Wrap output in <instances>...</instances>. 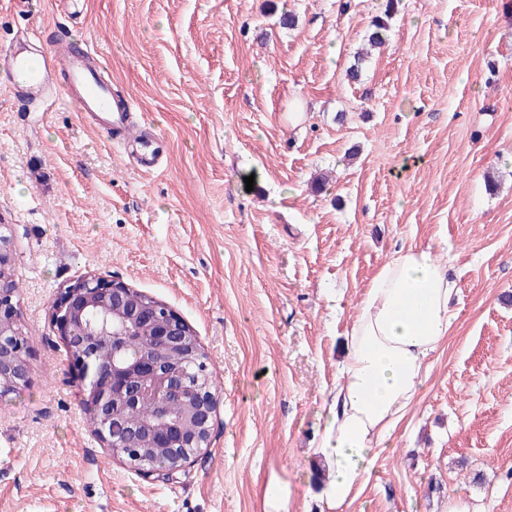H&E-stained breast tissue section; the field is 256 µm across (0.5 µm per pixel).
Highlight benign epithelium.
Instances as JSON below:
<instances>
[{"mask_svg": "<svg viewBox=\"0 0 512 512\" xmlns=\"http://www.w3.org/2000/svg\"><path fill=\"white\" fill-rule=\"evenodd\" d=\"M136 289L116 280L87 276L65 287L53 301L50 310L52 324L63 339L70 343L81 337L80 350L73 359L80 369L84 402L91 414L94 433L107 445L115 457H123L142 475L156 470L144 464L145 458L132 449L120 450L112 441V424L121 410L132 411L146 401L164 407L169 401L182 402L183 411L174 423L145 439L144 447L181 450L176 460L180 468L210 445L216 414V398L210 387L189 385L188 371L167 370L156 355L102 363L98 357L101 346H113L120 352L132 328L141 324L155 325V350L169 354L180 352L185 361L200 357L201 349L180 332L175 320L158 322V307L139 301L127 307L113 306L119 293L131 295ZM94 309L103 314L111 325L92 330L84 323L85 313ZM21 311L14 301V291L0 281V394L17 389L29 379V346L22 345L18 325Z\"/></svg>", "mask_w": 512, "mask_h": 512, "instance_id": "obj_1", "label": "benign epithelium"}]
</instances>
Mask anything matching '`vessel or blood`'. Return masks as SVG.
I'll return each mask as SVG.
<instances>
[{
	"instance_id": "b4317fda",
	"label": "vessel or blood",
	"mask_w": 512,
	"mask_h": 512,
	"mask_svg": "<svg viewBox=\"0 0 512 512\" xmlns=\"http://www.w3.org/2000/svg\"><path fill=\"white\" fill-rule=\"evenodd\" d=\"M6 55L18 98L40 99L44 87L62 76L76 89L75 94L68 97L76 112L96 114L110 127L127 125L131 106L127 103L113 105L112 89L97 73L91 46L76 50L62 42L53 45L49 53L38 55L14 44L7 48Z\"/></svg>"
}]
</instances>
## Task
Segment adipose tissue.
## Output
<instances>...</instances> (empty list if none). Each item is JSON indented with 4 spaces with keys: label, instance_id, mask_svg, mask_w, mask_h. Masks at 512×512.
<instances>
[{
    "label": "adipose tissue",
    "instance_id": "obj_1",
    "mask_svg": "<svg viewBox=\"0 0 512 512\" xmlns=\"http://www.w3.org/2000/svg\"><path fill=\"white\" fill-rule=\"evenodd\" d=\"M456 291L448 263L428 246L396 250L363 289L314 450L327 471L318 497L329 512H342L366 485L376 443L412 404L448 335Z\"/></svg>",
    "mask_w": 512,
    "mask_h": 512
}]
</instances>
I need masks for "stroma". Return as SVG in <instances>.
<instances>
[{
  "label": "stroma",
  "mask_w": 512,
  "mask_h": 512,
  "mask_svg": "<svg viewBox=\"0 0 512 512\" xmlns=\"http://www.w3.org/2000/svg\"><path fill=\"white\" fill-rule=\"evenodd\" d=\"M382 3L0 0V50L88 37L159 148L142 171L62 91L25 102L0 72L31 345L0 397V512H322L313 450L361 292L416 245L450 263L456 318L344 512H512V0H400L347 80ZM89 275L164 302L207 357L210 445L169 476L91 431L50 319Z\"/></svg>",
  "instance_id": "35a3bbf8"
}]
</instances>
